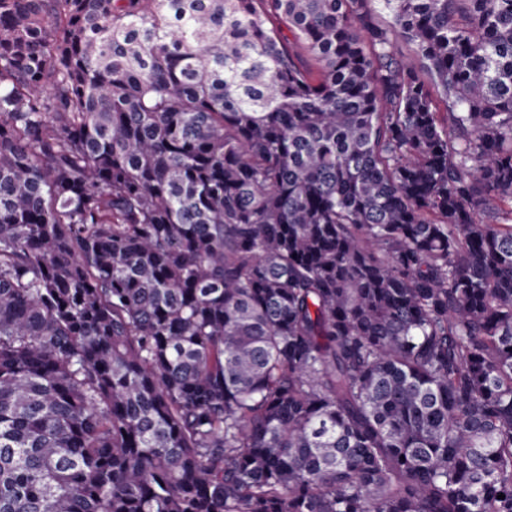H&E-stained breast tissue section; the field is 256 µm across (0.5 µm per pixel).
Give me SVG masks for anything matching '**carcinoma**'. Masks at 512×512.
Returning a JSON list of instances; mask_svg holds the SVG:
<instances>
[{"mask_svg":"<svg viewBox=\"0 0 512 512\" xmlns=\"http://www.w3.org/2000/svg\"><path fill=\"white\" fill-rule=\"evenodd\" d=\"M0 512H512V0H0Z\"/></svg>","mask_w":512,"mask_h":512,"instance_id":"obj_1","label":"carcinoma"}]
</instances>
